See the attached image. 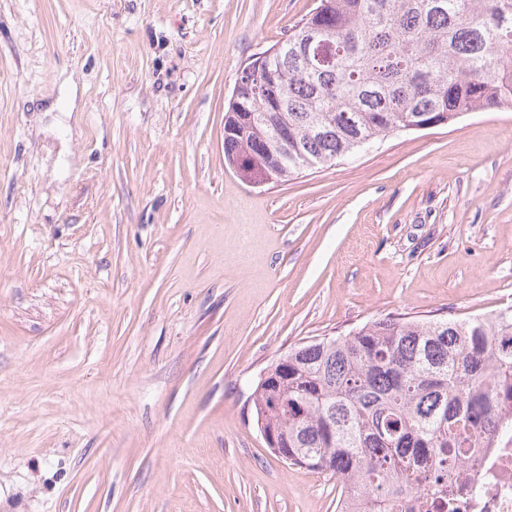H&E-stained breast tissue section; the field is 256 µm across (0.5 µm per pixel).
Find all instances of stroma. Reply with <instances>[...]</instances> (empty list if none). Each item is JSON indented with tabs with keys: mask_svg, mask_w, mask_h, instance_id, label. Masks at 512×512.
Listing matches in <instances>:
<instances>
[{
	"mask_svg": "<svg viewBox=\"0 0 512 512\" xmlns=\"http://www.w3.org/2000/svg\"><path fill=\"white\" fill-rule=\"evenodd\" d=\"M317 5L0 0V512H336L257 427L265 369L512 308V108L285 182L225 162L244 63Z\"/></svg>",
	"mask_w": 512,
	"mask_h": 512,
	"instance_id": "stroma-1",
	"label": "stroma"
}]
</instances>
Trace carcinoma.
<instances>
[{
  "label": "carcinoma",
  "instance_id": "carcinoma-1",
  "mask_svg": "<svg viewBox=\"0 0 512 512\" xmlns=\"http://www.w3.org/2000/svg\"><path fill=\"white\" fill-rule=\"evenodd\" d=\"M236 88L224 136L255 177L288 180L390 133L512 108V0H320ZM256 418L288 464L336 478L338 512H449L457 479L512 425V309L386 317L288 351Z\"/></svg>",
  "mask_w": 512,
  "mask_h": 512
}]
</instances>
